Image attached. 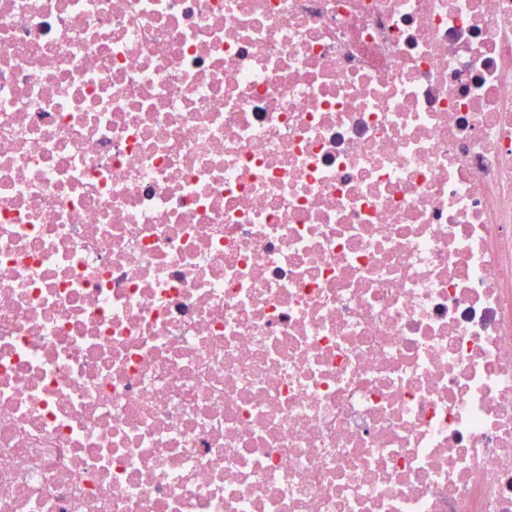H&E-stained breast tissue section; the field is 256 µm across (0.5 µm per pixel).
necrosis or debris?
<instances>
[{
	"instance_id": "1",
	"label": "necrosis or debris",
	"mask_w": 512,
	"mask_h": 512,
	"mask_svg": "<svg viewBox=\"0 0 512 512\" xmlns=\"http://www.w3.org/2000/svg\"><path fill=\"white\" fill-rule=\"evenodd\" d=\"M0 512H512V0H0Z\"/></svg>"
}]
</instances>
